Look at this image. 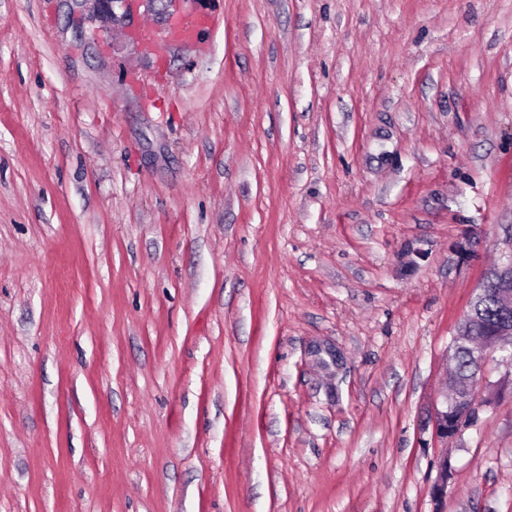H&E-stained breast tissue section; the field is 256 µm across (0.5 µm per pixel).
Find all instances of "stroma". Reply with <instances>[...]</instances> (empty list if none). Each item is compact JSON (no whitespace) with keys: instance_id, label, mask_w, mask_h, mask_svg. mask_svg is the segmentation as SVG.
Instances as JSON below:
<instances>
[{"instance_id":"35a3bbf8","label":"stroma","mask_w":512,"mask_h":512,"mask_svg":"<svg viewBox=\"0 0 512 512\" xmlns=\"http://www.w3.org/2000/svg\"><path fill=\"white\" fill-rule=\"evenodd\" d=\"M204 14L0 0V512H512L497 356L431 422L512 246V0ZM94 17L109 20L112 26L127 28L133 25L135 16L143 7L144 12L155 16L161 23L162 31L168 40L177 42V17L183 12V4H200L206 0H164V6H158V0H93ZM119 10V12L117 11Z\"/></svg>"}]
</instances>
